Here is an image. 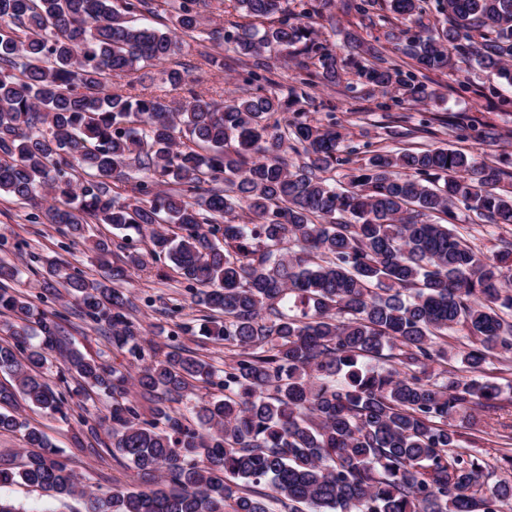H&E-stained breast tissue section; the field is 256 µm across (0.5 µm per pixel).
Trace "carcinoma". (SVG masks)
Wrapping results in <instances>:
<instances>
[{
    "instance_id": "cac0c4a2",
    "label": "carcinoma",
    "mask_w": 512,
    "mask_h": 512,
    "mask_svg": "<svg viewBox=\"0 0 512 512\" xmlns=\"http://www.w3.org/2000/svg\"><path fill=\"white\" fill-rule=\"evenodd\" d=\"M206 0H178L175 30L191 37ZM245 25L222 35L240 56L295 48L305 78L283 93L249 71L253 92L219 104L191 87L179 107L159 96L112 92V79L166 63L177 48L161 0H0V192L29 205L32 223L79 236L103 275L61 274L44 258L45 287L62 286L84 319L112 331L135 374L75 348L60 315L9 286L21 270L0 260V433L20 435L18 466L0 460V484L17 480L52 496H79L85 512H503L512 481L479 492L490 467L462 450L454 417L498 408L502 389L480 383L492 361L512 371V241L476 252L453 228L462 204L512 224V172L462 150H375L336 187L323 174L357 151L341 125L307 120L315 80L341 81L315 24L335 0H236ZM422 22L426 0H384ZM442 18L402 48L405 67L352 35L367 61L358 76L410 101L431 72L474 61L512 85V0H436ZM378 0H340L374 25ZM142 173L120 192L127 169ZM90 224L123 233L126 262ZM155 263H172L192 301L207 308L204 335L224 342L220 370L178 345L160 358L142 339L123 284L143 271L137 238ZM468 330L460 366L448 367V331ZM60 363L62 389L43 377ZM430 364L439 366L429 373ZM224 397L191 416L171 404L197 384ZM112 399L108 440L88 427L80 449L132 464L145 488L88 491L19 408L67 420L69 399ZM149 403V414L140 401Z\"/></svg>"
}]
</instances>
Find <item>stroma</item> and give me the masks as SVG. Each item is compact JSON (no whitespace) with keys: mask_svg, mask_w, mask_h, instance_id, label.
<instances>
[{"mask_svg":"<svg viewBox=\"0 0 512 512\" xmlns=\"http://www.w3.org/2000/svg\"><path fill=\"white\" fill-rule=\"evenodd\" d=\"M203 15L205 22L201 33L181 39L179 50L171 60L172 65L187 71L190 79H202L203 90L216 100H223L228 91L245 93L247 87L242 67L219 71L206 65L202 57L203 52L208 51L228 60L235 58L232 44L208 42L204 35L215 29L231 28L233 23L238 22L236 0H206ZM316 30L332 45L338 59L345 65L346 75L343 84L326 85L319 82L310 88L312 102L306 107L307 114L309 118L322 123L336 118L352 145L357 148L351 164L337 166L330 174L331 179L343 182L350 165L364 163L371 150L407 146L403 131L429 116L445 119L446 124L438 128L435 136L420 138V146L460 149L471 154L475 161L492 162L512 171V105L508 108L499 105L504 98L512 101V87L503 85L493 71L471 63L461 64L452 73L432 76L427 83L428 96L424 102L395 104L390 95L373 89L356 75L345 35L364 32L369 38L383 42L393 30L414 34V22L405 20L391 25L380 20L366 28L358 19L335 9L330 18L318 22ZM470 121L493 125L497 132L496 139L480 141L462 138L458 125ZM28 212L27 206L0 195V259L22 269V278L14 284L17 291L33 296L40 294L43 269L39 260L43 257H56L68 262L71 268L95 274L96 269L82 240L62 235L56 225L29 222ZM455 224L458 231L484 254L495 251L501 240L512 239V224H492L479 220L461 206L456 209ZM126 289L136 305L135 316L142 327L144 339L162 349L166 347L169 335L177 334L181 344L202 358L212 360L216 367H223L228 352L223 342L200 334L204 311L192 303L188 290L176 272L161 276L155 265H148L146 270L127 283ZM43 307L61 314L66 336L83 353L110 364L122 363V355L113 351L104 334L77 316L76 302L64 289H57L54 295L48 296ZM27 417L64 449L70 468L92 488L108 491L115 486H142L140 474L128 463L117 462L104 452L92 455L75 448L73 436L80 431L77 418L65 422L40 411L28 412ZM454 423L466 438V449L488 461L495 479L512 481V468L503 463L500 451L501 434L512 430V396L504 400L501 410L494 412L476 408L471 413L456 416ZM0 497L13 502L22 512H83L80 500L54 497L23 485H1Z\"/></svg>","mask_w":512,"mask_h":512,"instance_id":"35a3bbf8","label":"stroma"}]
</instances>
